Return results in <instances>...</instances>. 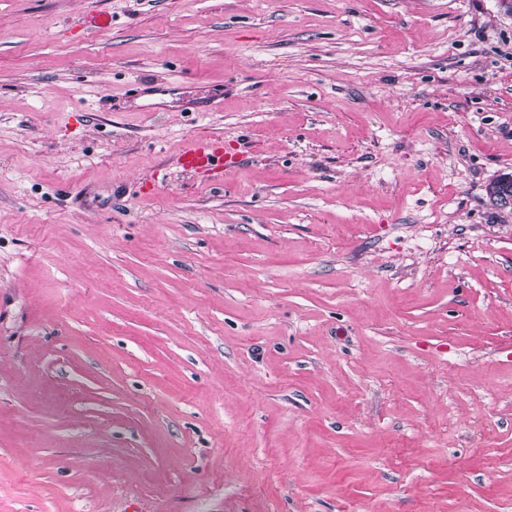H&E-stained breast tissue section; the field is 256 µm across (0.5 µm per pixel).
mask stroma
I'll use <instances>...</instances> for the list:
<instances>
[{
    "label": "stroma",
    "instance_id": "1",
    "mask_svg": "<svg viewBox=\"0 0 512 512\" xmlns=\"http://www.w3.org/2000/svg\"><path fill=\"white\" fill-rule=\"evenodd\" d=\"M508 172L502 0H0V512H512ZM234 157L224 154V143L220 139L198 138L187 142L179 152L178 161L183 169L202 171L214 179L224 177L234 166Z\"/></svg>",
    "mask_w": 512,
    "mask_h": 512
}]
</instances>
